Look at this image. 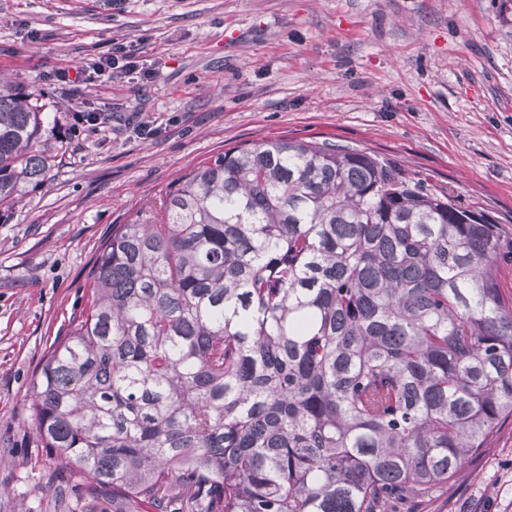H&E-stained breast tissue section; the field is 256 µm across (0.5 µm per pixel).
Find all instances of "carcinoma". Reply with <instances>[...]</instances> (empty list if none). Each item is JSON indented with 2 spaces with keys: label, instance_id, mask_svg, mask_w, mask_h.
Listing matches in <instances>:
<instances>
[{
  "label": "carcinoma",
  "instance_id": "obj_1",
  "mask_svg": "<svg viewBox=\"0 0 512 512\" xmlns=\"http://www.w3.org/2000/svg\"><path fill=\"white\" fill-rule=\"evenodd\" d=\"M0 73V214L48 180ZM512 234L329 139L233 147L112 225L30 411L112 512H388L512 418Z\"/></svg>",
  "mask_w": 512,
  "mask_h": 512
}]
</instances>
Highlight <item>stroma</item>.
Instances as JSON below:
<instances>
[{
	"label": "stroma",
	"instance_id": "1",
	"mask_svg": "<svg viewBox=\"0 0 512 512\" xmlns=\"http://www.w3.org/2000/svg\"><path fill=\"white\" fill-rule=\"evenodd\" d=\"M501 0H0V71L42 88L48 181L0 221V512H74L29 405L113 225L242 143L324 139L390 158L512 228V22ZM132 43L139 72L64 85ZM107 106L96 133L75 112ZM161 128L140 139L132 110ZM512 512V419L416 508Z\"/></svg>",
	"mask_w": 512,
	"mask_h": 512
}]
</instances>
